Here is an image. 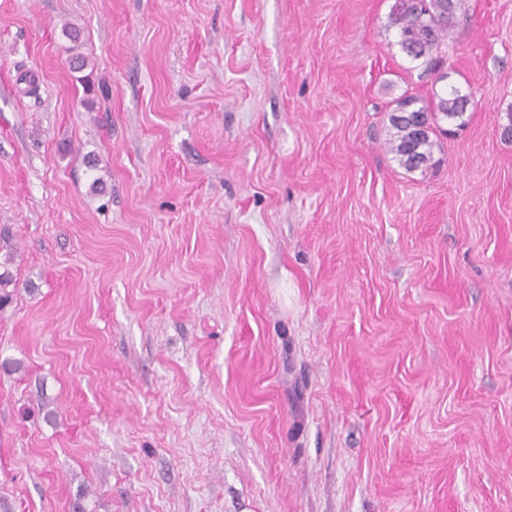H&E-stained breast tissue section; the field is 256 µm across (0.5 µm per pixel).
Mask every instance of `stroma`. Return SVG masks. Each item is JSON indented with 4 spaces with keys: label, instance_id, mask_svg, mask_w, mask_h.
I'll return each instance as SVG.
<instances>
[{
    "label": "stroma",
    "instance_id": "stroma-1",
    "mask_svg": "<svg viewBox=\"0 0 512 512\" xmlns=\"http://www.w3.org/2000/svg\"><path fill=\"white\" fill-rule=\"evenodd\" d=\"M393 2L0 0V512H512V0ZM461 0H395L389 27L396 43L425 75L443 64V49L452 35ZM451 6V7H450ZM405 35H408L406 41ZM411 35V36H410ZM389 121L394 130L390 141L391 151L399 163L408 171L421 173L436 164L434 147L440 135H448L450 129H444L440 122L448 125L465 124L462 92L453 88L437 101L427 103L414 94H404L394 101ZM393 112H399L397 116ZM459 122V123H458Z\"/></svg>",
    "mask_w": 512,
    "mask_h": 512
}]
</instances>
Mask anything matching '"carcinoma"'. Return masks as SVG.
Wrapping results in <instances>:
<instances>
[{
  "label": "carcinoma",
  "instance_id": "carcinoma-1",
  "mask_svg": "<svg viewBox=\"0 0 512 512\" xmlns=\"http://www.w3.org/2000/svg\"><path fill=\"white\" fill-rule=\"evenodd\" d=\"M461 0H395L389 27L406 56L426 73L443 64V49L452 35ZM462 92L453 88L428 103L417 95L404 94L395 100L389 121L393 129L391 151L409 172H425L434 161L435 138L450 133L440 122L464 125ZM14 276L0 270V309L12 302Z\"/></svg>",
  "mask_w": 512,
  "mask_h": 512
}]
</instances>
